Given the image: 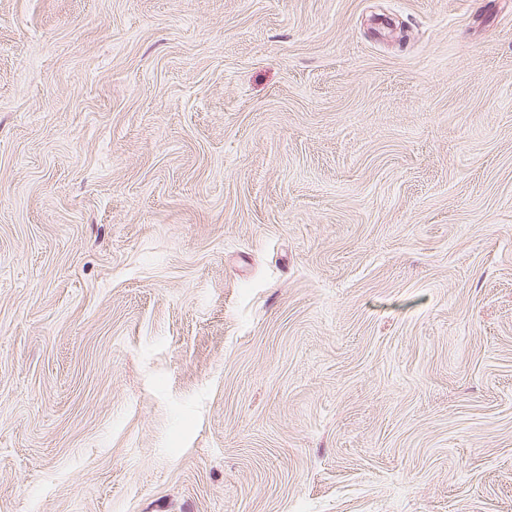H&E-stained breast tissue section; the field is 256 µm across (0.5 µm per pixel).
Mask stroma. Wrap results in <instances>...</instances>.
<instances>
[{
    "mask_svg": "<svg viewBox=\"0 0 512 512\" xmlns=\"http://www.w3.org/2000/svg\"><path fill=\"white\" fill-rule=\"evenodd\" d=\"M0 512H512V0H0Z\"/></svg>",
    "mask_w": 512,
    "mask_h": 512,
    "instance_id": "stroma-1",
    "label": "stroma"
}]
</instances>
